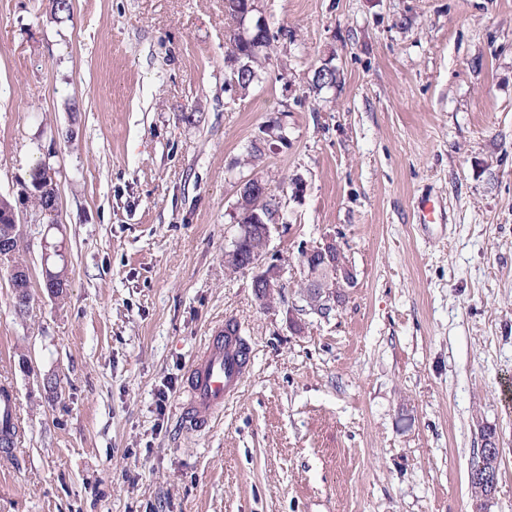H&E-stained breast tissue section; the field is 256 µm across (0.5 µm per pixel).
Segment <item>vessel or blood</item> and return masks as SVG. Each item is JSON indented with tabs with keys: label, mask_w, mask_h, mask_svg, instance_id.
Returning <instances> with one entry per match:
<instances>
[{
	"label": "vessel or blood",
	"mask_w": 512,
	"mask_h": 512,
	"mask_svg": "<svg viewBox=\"0 0 512 512\" xmlns=\"http://www.w3.org/2000/svg\"><path fill=\"white\" fill-rule=\"evenodd\" d=\"M250 345L240 334L216 329L190 365L181 417L190 428L203 430L222 414L224 403L237 390L250 362Z\"/></svg>",
	"instance_id": "b4317fda"
}]
</instances>
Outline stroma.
Here are the masks:
<instances>
[{
	"mask_svg": "<svg viewBox=\"0 0 512 512\" xmlns=\"http://www.w3.org/2000/svg\"><path fill=\"white\" fill-rule=\"evenodd\" d=\"M71 4L0 0V195L32 294L17 313L0 264V512H474L487 429L483 512H512V0H260L279 37L238 92L224 0ZM40 164L51 220L21 199ZM251 177L282 200L265 301L224 266ZM328 236L356 282L320 315L300 251ZM230 318L251 367L194 432L185 375Z\"/></svg>",
	"mask_w": 512,
	"mask_h": 512,
	"instance_id": "35a3bbf8",
	"label": "stroma"
}]
</instances>
